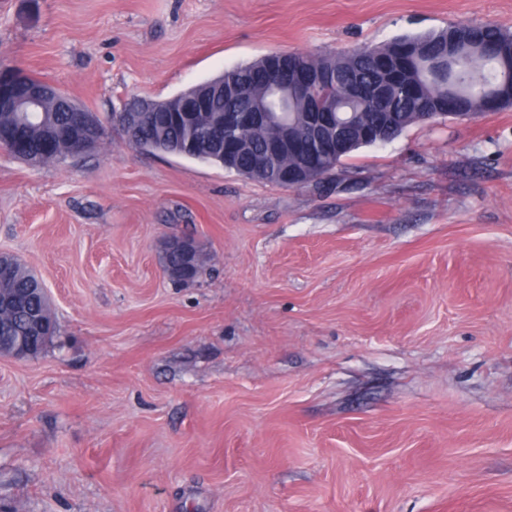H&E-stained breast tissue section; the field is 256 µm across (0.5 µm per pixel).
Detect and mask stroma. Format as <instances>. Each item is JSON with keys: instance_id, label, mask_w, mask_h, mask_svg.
<instances>
[{"instance_id": "35a3bbf8", "label": "stroma", "mask_w": 512, "mask_h": 512, "mask_svg": "<svg viewBox=\"0 0 512 512\" xmlns=\"http://www.w3.org/2000/svg\"><path fill=\"white\" fill-rule=\"evenodd\" d=\"M489 22L512 0H0V69L106 122L62 163L0 152V252L58 322L0 357V512H512V107L300 189L108 120L271 52ZM174 234L206 256L187 284ZM194 242V250L193 254L190 258H188V261H190V266L192 269L191 275L189 277H183V276H172L166 274V270L169 266H178L185 262V258L182 255L179 254H170L168 256H165V253L163 251L162 254V266L165 274L175 282H190L195 280L201 273L203 267H204V258L202 254V250L200 249L199 245L196 243L194 239H192Z\"/></svg>"}]
</instances>
